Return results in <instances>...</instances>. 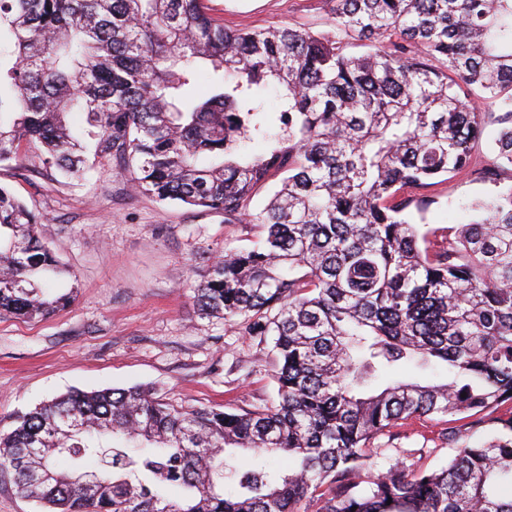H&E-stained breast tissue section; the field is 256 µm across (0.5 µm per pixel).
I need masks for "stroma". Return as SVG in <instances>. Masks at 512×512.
Wrapping results in <instances>:
<instances>
[{"instance_id":"stroma-1","label":"stroma","mask_w":512,"mask_h":512,"mask_svg":"<svg viewBox=\"0 0 512 512\" xmlns=\"http://www.w3.org/2000/svg\"><path fill=\"white\" fill-rule=\"evenodd\" d=\"M225 28L273 27L324 31L331 0H210ZM485 137L472 152L473 175L449 179L427 215L432 227L470 218L469 204L490 193V139L500 113L483 104ZM0 185L43 217L42 240L75 274L73 304L43 320L0 316V431L18 412L66 392L152 386L183 410L214 406L255 410L275 397L269 341L243 319L201 317L192 288L212 258L253 246L254 224H228L223 215L163 204L136 192L116 162L86 179L67 180L28 152L22 164L0 167ZM439 419L408 420L377 437L386 464L408 469L446 466L454 451L438 434Z\"/></svg>"}]
</instances>
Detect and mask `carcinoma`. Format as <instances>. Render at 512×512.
I'll use <instances>...</instances> for the list:
<instances>
[{"label":"carcinoma","mask_w":512,"mask_h":512,"mask_svg":"<svg viewBox=\"0 0 512 512\" xmlns=\"http://www.w3.org/2000/svg\"><path fill=\"white\" fill-rule=\"evenodd\" d=\"M476 100L503 110L495 190L471 222L422 233L407 216L485 133ZM254 140L264 152L244 151ZM31 147L69 178L116 160L144 195L262 227L193 293L272 337L276 360L260 409L183 411L134 385L17 416L0 471L40 512H512V416L490 440L441 433L457 447L440 470H382L370 447L401 421L512 406V0H334L322 32L227 30L209 0H0V164ZM41 222L0 186V314L73 301ZM410 363L448 378L380 381ZM238 449L294 465L242 473Z\"/></svg>","instance_id":"carcinoma-1"}]
</instances>
